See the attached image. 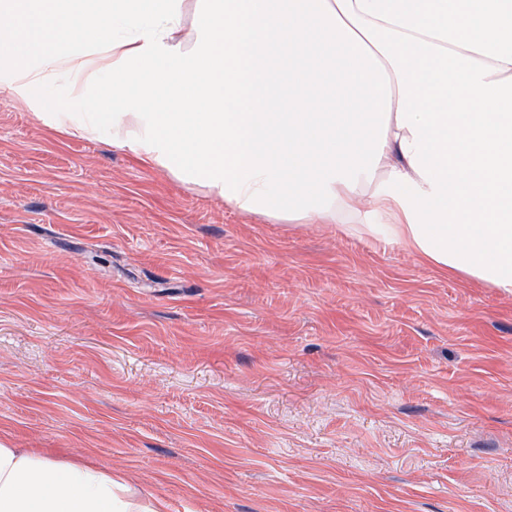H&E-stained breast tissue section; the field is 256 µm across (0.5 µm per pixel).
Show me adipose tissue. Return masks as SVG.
Here are the masks:
<instances>
[{"mask_svg":"<svg viewBox=\"0 0 512 512\" xmlns=\"http://www.w3.org/2000/svg\"><path fill=\"white\" fill-rule=\"evenodd\" d=\"M0 0V86L240 211L347 223L512 295V0ZM65 79L71 107L42 94ZM0 512H167L0 445Z\"/></svg>","mask_w":512,"mask_h":512,"instance_id":"adipose-tissue-1","label":"adipose tissue"}]
</instances>
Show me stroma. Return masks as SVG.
<instances>
[{
    "label": "stroma",
    "instance_id": "stroma-1",
    "mask_svg": "<svg viewBox=\"0 0 512 512\" xmlns=\"http://www.w3.org/2000/svg\"><path fill=\"white\" fill-rule=\"evenodd\" d=\"M0 444L168 512H512V296L0 89Z\"/></svg>",
    "mask_w": 512,
    "mask_h": 512
}]
</instances>
